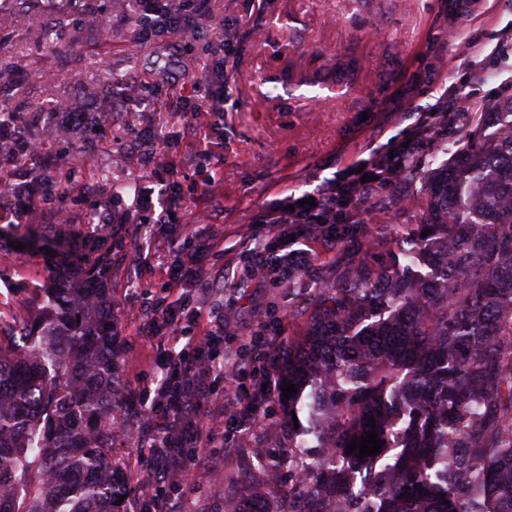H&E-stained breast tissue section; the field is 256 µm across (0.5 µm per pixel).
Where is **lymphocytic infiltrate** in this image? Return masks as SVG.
<instances>
[{"instance_id": "f902f5d3", "label": "lymphocytic infiltrate", "mask_w": 512, "mask_h": 512, "mask_svg": "<svg viewBox=\"0 0 512 512\" xmlns=\"http://www.w3.org/2000/svg\"><path fill=\"white\" fill-rule=\"evenodd\" d=\"M134 6L144 15V42L167 38L170 34L181 33L184 41L208 39L219 35L217 22L189 23L183 14L182 0H134ZM42 148L28 140L14 125L0 122V189L10 192L11 204L0 211V220L23 221L28 210L35 204V194L14 188L12 178L17 170L23 169L36 174L37 163ZM407 149L394 148L387 155L386 166L365 165L368 182L360 180H332L328 188L314 196L310 205L293 209L283 207L275 210L267 221V231L257 242H243L232 262L226 263L224 278L235 277L237 267L248 271H273L278 280L285 282L306 272L313 263L315 252L312 245H319V253L329 255L337 240L355 232L351 206L358 198L372 195L382 185L399 175L405 168ZM295 225L301 237L310 241L307 249H293L288 244V225ZM283 340V332L278 326H264L250 336L246 350L254 360L260 362L258 376L262 387L252 396L246 397L235 390L243 366L240 353L224 354V409L232 417L246 421L256 420L261 415L263 405L281 391V379L276 368L270 365L272 352Z\"/></svg>"}]
</instances>
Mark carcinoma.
Masks as SVG:
<instances>
[{"label":"carcinoma","mask_w":512,"mask_h":512,"mask_svg":"<svg viewBox=\"0 0 512 512\" xmlns=\"http://www.w3.org/2000/svg\"><path fill=\"white\" fill-rule=\"evenodd\" d=\"M487 116L430 172L405 265L358 260L316 288L304 335L275 353L297 388L288 427L306 424L244 480L254 492L288 469L266 486L273 512H368L375 497L387 512H512V101ZM22 324L27 345L0 340V512H121L109 288L57 266L51 302ZM370 430L381 453H349Z\"/></svg>","instance_id":"obj_1"}]
</instances>
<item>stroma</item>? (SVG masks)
Returning <instances> with one entry per match:
<instances>
[{
	"label": "stroma",
	"mask_w": 512,
	"mask_h": 512,
	"mask_svg": "<svg viewBox=\"0 0 512 512\" xmlns=\"http://www.w3.org/2000/svg\"><path fill=\"white\" fill-rule=\"evenodd\" d=\"M460 0H206L222 21L231 54L213 69L202 44L170 49L143 43V21L128 0H87L85 13L48 11L45 0H0V105L20 113L26 134L41 143L43 181L66 179L64 198L39 202L26 224H1L11 243L0 253V338L19 343L18 323L42 304L54 264L100 263L121 339L118 376L125 395L117 420L125 437L112 442V460L127 485L125 512H142L156 499L162 512H236L243 500V469L255 449L287 452V403L270 400L268 419L245 432L239 448L224 451V373L212 358L238 347L261 325H282L300 336L312 289L341 279L359 258H402L406 233L417 223L418 199L432 168L461 149L482 112L512 99V0H484L472 16ZM52 31L45 40L44 31ZM135 72L150 93L168 97L177 79L224 91V119L204 140L183 136L177 113L143 109L121 99L113 73ZM473 109L461 113L459 99ZM92 99L113 112L108 128H69L64 104ZM446 123L426 137L416 131L425 114ZM166 143L156 144L155 135ZM410 144L415 166L356 203L359 234L339 240L296 280L246 290L193 285L183 315L203 320L234 300L225 337L201 345L189 384V404L178 451L154 454L167 430L163 389L171 372L164 354L183 339L145 310L146 297L163 293L164 270L184 237L194 246L213 237L235 250L240 239L265 232L273 209L347 177L366 160ZM224 172V197L212 205L199 186L208 171ZM153 189L151 201L136 188ZM108 209L111 223L91 224L89 213ZM171 223H158L161 213Z\"/></svg>",
	"instance_id": "obj_1"
}]
</instances>
